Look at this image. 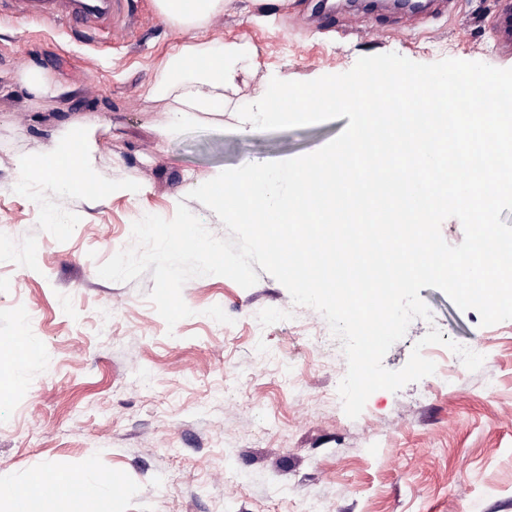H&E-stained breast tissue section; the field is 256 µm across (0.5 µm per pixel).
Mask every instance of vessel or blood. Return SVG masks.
I'll return each mask as SVG.
<instances>
[{
  "label": "vessel or blood",
  "mask_w": 512,
  "mask_h": 512,
  "mask_svg": "<svg viewBox=\"0 0 512 512\" xmlns=\"http://www.w3.org/2000/svg\"><path fill=\"white\" fill-rule=\"evenodd\" d=\"M19 19L65 23L76 28L113 33L114 20L127 0H0ZM492 27L503 53L512 52V0H503Z\"/></svg>",
  "instance_id": "vessel-or-blood-1"
}]
</instances>
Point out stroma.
Segmentation results:
<instances>
[{
  "label": "stroma",
  "mask_w": 512,
  "mask_h": 512,
  "mask_svg": "<svg viewBox=\"0 0 512 512\" xmlns=\"http://www.w3.org/2000/svg\"><path fill=\"white\" fill-rule=\"evenodd\" d=\"M497 2H437L407 21L319 0H224L210 35L246 46L254 65L225 89L223 111L177 126L179 103L150 88L188 37L158 0H141L115 43L0 16V338L30 346L0 397V475L26 486L45 469L89 468L108 478L112 512H302L311 500L326 512H512V321L481 326L477 311L421 289L431 320H414L383 364L401 369L434 326L444 342L422 353L435 373L374 392L352 419L337 392L344 353L312 344L330 336L327 321L270 274L247 289L188 280L193 314L170 327L148 298L151 273H97L131 245L135 221L172 219L182 201L227 237L188 197L198 178L315 152L348 125L243 132L238 108L271 78L310 81L389 52L512 68L491 27ZM347 17L356 31L344 36ZM30 72L45 93H31ZM84 118L89 170L113 186L106 199L59 195L19 166L51 156ZM449 340L478 347L482 367L460 369Z\"/></svg>",
  "instance_id": "35a3bbf8"
}]
</instances>
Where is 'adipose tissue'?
<instances>
[{"instance_id": "1", "label": "adipose tissue", "mask_w": 512, "mask_h": 512, "mask_svg": "<svg viewBox=\"0 0 512 512\" xmlns=\"http://www.w3.org/2000/svg\"><path fill=\"white\" fill-rule=\"evenodd\" d=\"M159 7L168 21L190 33L192 41L162 61V79L155 92L175 95L182 105L197 112L223 111L224 90L235 83L241 54L208 37L205 27L213 14L223 11L224 0H159ZM77 129L79 138H67L50 157L22 159L21 169L39 174L64 193L90 195L92 188L100 185L88 170L89 126L81 123ZM44 476L49 491L43 497L0 478V500L7 501L9 512H49L53 502H74L75 475L48 470Z\"/></svg>"}]
</instances>
